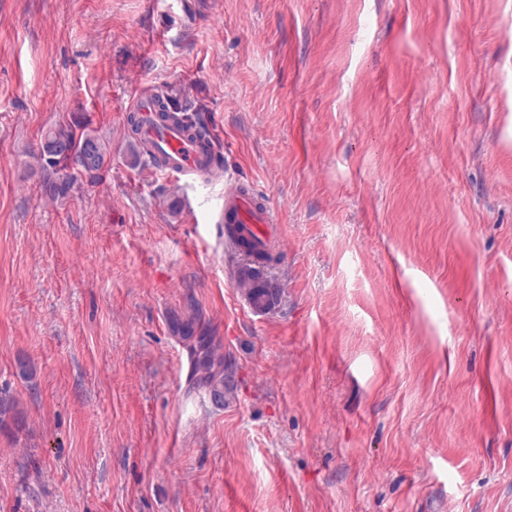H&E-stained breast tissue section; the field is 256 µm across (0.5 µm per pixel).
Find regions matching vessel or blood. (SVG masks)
I'll return each instance as SVG.
<instances>
[{"label":"vessel or blood","mask_w":512,"mask_h":512,"mask_svg":"<svg viewBox=\"0 0 512 512\" xmlns=\"http://www.w3.org/2000/svg\"><path fill=\"white\" fill-rule=\"evenodd\" d=\"M131 109L141 121V136L159 146L165 159L164 175L197 176L209 166L210 157L204 144L190 140L172 122L160 121L145 91H138ZM224 222L241 226L244 236L253 242L266 244L271 240L273 219L268 201L242 181L229 180L224 184Z\"/></svg>","instance_id":"vessel-or-blood-1"}]
</instances>
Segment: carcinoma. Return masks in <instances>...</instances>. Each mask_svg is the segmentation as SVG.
Listing matches in <instances>:
<instances>
[{
    "instance_id": "carcinoma-1",
    "label": "carcinoma",
    "mask_w": 512,
    "mask_h": 512,
    "mask_svg": "<svg viewBox=\"0 0 512 512\" xmlns=\"http://www.w3.org/2000/svg\"><path fill=\"white\" fill-rule=\"evenodd\" d=\"M151 96L153 102L160 108V114L164 119L171 120L179 127L191 132L194 139L202 140L209 137L201 109H187L162 90L151 93ZM128 125L131 138L129 147L134 159L138 161L146 157L152 165L160 166V159L153 153L151 146L138 137L140 129L138 117L134 114L130 115ZM84 141L95 143L98 162L86 160L82 147ZM111 150L110 140L92 133L86 127L77 138L71 127L60 125L46 133L41 157L52 169L69 168L83 177L95 180L99 177L104 161L110 156ZM239 255L242 257V262L237 269L238 284L257 302L267 304L266 310H271L278 301L279 289L275 285L269 289L259 281L246 276V269L271 261L272 254L252 246L239 251ZM169 327L188 352L189 392L203 391L216 405H223L224 393L231 391L234 385L232 370L224 368L223 338L209 330L201 312L191 305L186 312L170 319ZM9 421L20 426L25 422V416L15 398L6 391H0V425Z\"/></svg>"
}]
</instances>
